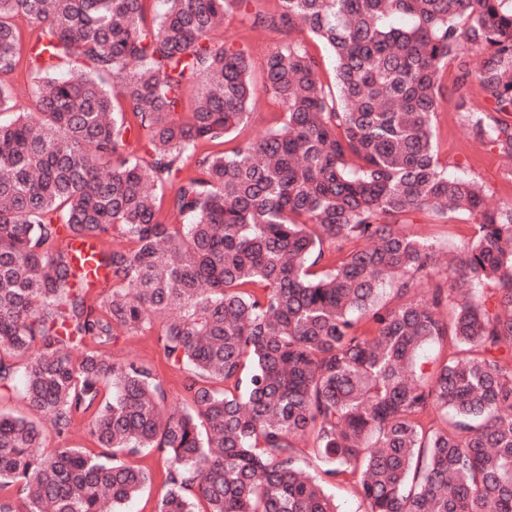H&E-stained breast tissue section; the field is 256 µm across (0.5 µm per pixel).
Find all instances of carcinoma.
<instances>
[{"label": "carcinoma", "mask_w": 512, "mask_h": 512, "mask_svg": "<svg viewBox=\"0 0 512 512\" xmlns=\"http://www.w3.org/2000/svg\"><path fill=\"white\" fill-rule=\"evenodd\" d=\"M254 2L0 0V73L39 63L35 111L0 119V397L61 434L89 415L99 445L47 453L0 410V512H126L147 448L158 512H339L343 486L366 512H512V204L433 134L454 60L471 135L512 162V123L473 100L512 116V0H278L334 86L305 43L272 51L282 121L197 158L252 115L249 59L211 33ZM425 210L477 220L444 285L441 243L400 224ZM114 232L131 247H99ZM154 317L180 408L108 350ZM130 460L134 464L150 470L153 474L151 485L130 505L131 512H157L160 499L167 489L164 456L152 450L138 454Z\"/></svg>", "instance_id": "cac0c4a2"}]
</instances>
